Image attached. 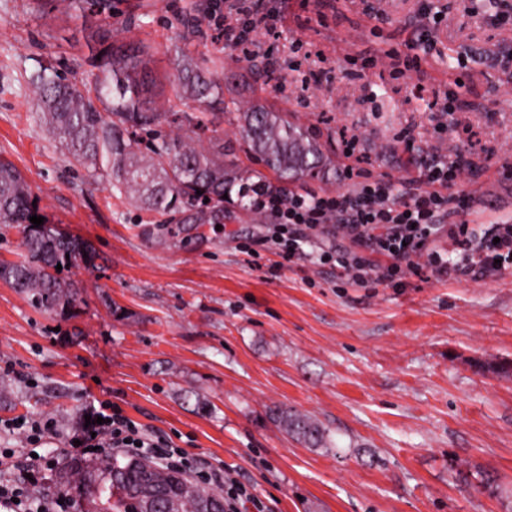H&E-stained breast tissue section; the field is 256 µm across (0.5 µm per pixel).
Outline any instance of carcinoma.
<instances>
[{
  "instance_id": "carcinoma-1",
  "label": "carcinoma",
  "mask_w": 512,
  "mask_h": 512,
  "mask_svg": "<svg viewBox=\"0 0 512 512\" xmlns=\"http://www.w3.org/2000/svg\"><path fill=\"white\" fill-rule=\"evenodd\" d=\"M60 2L88 15L112 12V0ZM92 38V79L79 84L69 80L57 63L40 67L29 84L41 123L70 163L92 177L109 179L138 208L167 217L168 224H222L224 203L233 201L253 213L246 193L254 170L240 167L233 146L224 142L226 110L253 163L271 170L279 189L326 168L317 128L244 96L224 103L223 83L204 67L209 59L198 62L189 48L181 50L175 98L187 107L184 111L174 108L149 79V46L116 39L110 25L98 28ZM35 200L17 168L0 158V226L18 224L26 231L25 254L17 261H0V280L23 293L33 307L62 314L74 302V284L56 267H94L98 256L91 243L47 219L34 226L30 217L42 215L32 205ZM274 416L304 443H326L325 430L312 417L286 409ZM129 464L107 451L93 467L70 472L66 482L85 488L94 512H121V505L111 501V489L115 482L137 483L138 472Z\"/></svg>"
}]
</instances>
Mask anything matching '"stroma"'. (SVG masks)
<instances>
[{
	"label": "stroma",
	"instance_id": "1",
	"mask_svg": "<svg viewBox=\"0 0 512 512\" xmlns=\"http://www.w3.org/2000/svg\"><path fill=\"white\" fill-rule=\"evenodd\" d=\"M282 15L279 39L256 30L257 55L226 47L182 19L212 0H115L110 20L151 48V75L173 97L180 50L224 60V95L247 80L255 98L317 126L331 163L303 187L350 189L341 134L357 135L374 174L394 185L433 155L471 167L453 186L463 217L512 222V27L486 0H432L446 11L424 53L423 0H263ZM373 5L375 24L365 13ZM99 16L0 0V157L21 172L46 217L89 241L95 267H73L71 315L44 312L0 281V478L33 497L78 503L61 471L91 465L67 435L92 399L107 400L201 467L254 484L271 512H512V269L483 277L410 275L402 288L351 285L306 257L265 249L267 227L235 205L222 226L172 224L73 167L40 123L28 79L64 61L88 79V33ZM272 56H263L264 48ZM426 56L423 97L389 76L388 49ZM375 57L364 76L354 54ZM476 110L442 112L433 93L457 74ZM413 144H405L404 133ZM281 406L316 418L330 447L287 434ZM49 415L57 430L28 445L13 422ZM56 469L23 468L32 454Z\"/></svg>",
	"mask_w": 512,
	"mask_h": 512
}]
</instances>
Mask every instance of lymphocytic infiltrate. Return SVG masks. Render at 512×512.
I'll list each match as a JSON object with an SVG mask.
<instances>
[{
	"label": "lymphocytic infiltrate",
	"instance_id": "f902f5d3",
	"mask_svg": "<svg viewBox=\"0 0 512 512\" xmlns=\"http://www.w3.org/2000/svg\"><path fill=\"white\" fill-rule=\"evenodd\" d=\"M237 23H229L218 11L208 14L226 46L247 44L256 29L275 33L276 11L263 8L261 0H232ZM461 163L432 157L422 163L415 178L394 196V185L382 175L351 165L344 169L352 189L336 193L310 190L288 193L268 188L250 197L253 210L267 216L268 242L285 260L305 257V245L315 232L334 233L356 245L353 253L322 248L318 259L336 266L340 276L353 282H374L394 288L405 285L407 274L422 267L448 277H488L512 268V224L493 225L482 231L458 218L468 205L467 197L452 194L451 188L464 175ZM449 223L453 253L432 247L439 224ZM95 424L74 432L78 452L109 448L134 457H146L166 467L185 471L196 464L187 453L160 437L150 435L141 424L107 401L89 407ZM206 483L224 490V512H269L252 483L231 476L229 470L204 471Z\"/></svg>",
	"mask_w": 512,
	"mask_h": 512
}]
</instances>
